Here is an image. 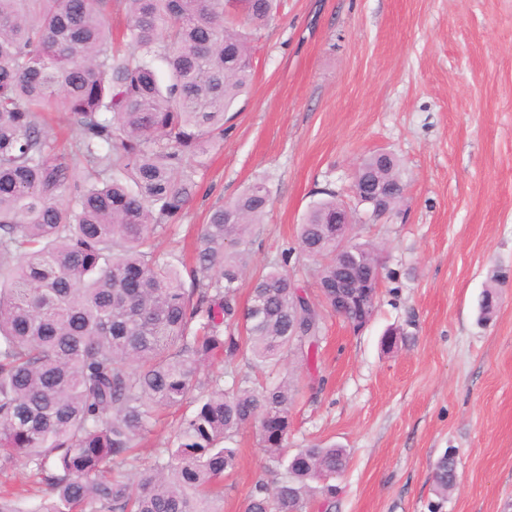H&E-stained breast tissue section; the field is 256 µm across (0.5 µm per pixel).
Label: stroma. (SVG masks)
I'll use <instances>...</instances> for the list:
<instances>
[{
  "label": "stroma",
  "mask_w": 512,
  "mask_h": 512,
  "mask_svg": "<svg viewBox=\"0 0 512 512\" xmlns=\"http://www.w3.org/2000/svg\"><path fill=\"white\" fill-rule=\"evenodd\" d=\"M252 61V87L158 254L190 261L209 212L267 180L247 300L322 190L348 194L364 157L396 154L402 202L375 222L359 210L353 229L391 277L363 330L325 314L317 367L290 358L302 396L288 445L347 449L331 512H430L448 450L457 483L440 512H512V278L478 320L492 272L512 270V0H279ZM237 440L220 512H243L264 474L256 428Z\"/></svg>",
  "instance_id": "1"
}]
</instances>
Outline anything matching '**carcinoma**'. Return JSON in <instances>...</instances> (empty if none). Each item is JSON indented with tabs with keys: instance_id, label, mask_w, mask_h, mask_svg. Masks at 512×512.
Listing matches in <instances>:
<instances>
[{
	"instance_id": "cac0c4a2",
	"label": "carcinoma",
	"mask_w": 512,
	"mask_h": 512,
	"mask_svg": "<svg viewBox=\"0 0 512 512\" xmlns=\"http://www.w3.org/2000/svg\"><path fill=\"white\" fill-rule=\"evenodd\" d=\"M275 2L0 0V472L30 468L45 486L34 512H213L249 424L274 480L255 482L244 512H309L312 496L336 494L328 481L347 468L346 449L288 454L298 389L250 376L291 355L311 363L323 339L320 310L283 271L288 249L239 307L271 204L266 181L211 210L190 284L154 247L196 192L190 160L224 140ZM48 112L66 115L69 151L51 139ZM369 181L391 213L405 184L395 154L379 151L355 171L350 201L325 190L299 225L322 293L339 273L330 220L373 210ZM350 245L356 268L380 264L373 243ZM195 387L172 444L135 465L158 413L179 410ZM432 481L448 497L453 457L436 461ZM20 496L3 487L0 512H22Z\"/></svg>"
}]
</instances>
